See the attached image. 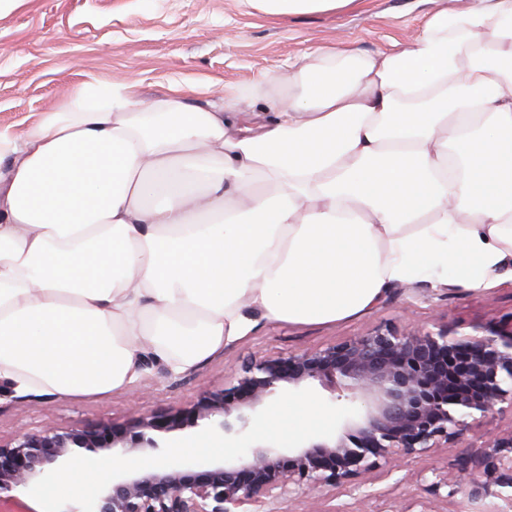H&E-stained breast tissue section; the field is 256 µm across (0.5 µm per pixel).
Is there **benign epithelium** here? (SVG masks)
Instances as JSON below:
<instances>
[{
  "label": "benign epithelium",
  "mask_w": 512,
  "mask_h": 512,
  "mask_svg": "<svg viewBox=\"0 0 512 512\" xmlns=\"http://www.w3.org/2000/svg\"><path fill=\"white\" fill-rule=\"evenodd\" d=\"M312 381L359 409L334 436L295 449L257 444L238 460L202 469L156 467L121 476L99 495L94 512H275L278 500L326 487L356 499L361 512H450L460 492L488 512L512 502V428L488 434L481 453L455 459L425 495L370 491L402 459L446 448L490 415L512 411V325L491 324L467 331L378 328L312 350L250 358L191 408L143 416L129 427L23 432L0 444V493L18 500L76 454H157L163 435L184 426L241 434L268 402Z\"/></svg>",
  "instance_id": "benign-epithelium-1"
}]
</instances>
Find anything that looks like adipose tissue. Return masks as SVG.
<instances>
[{
  "instance_id": "obj_1",
  "label": "adipose tissue",
  "mask_w": 512,
  "mask_h": 512,
  "mask_svg": "<svg viewBox=\"0 0 512 512\" xmlns=\"http://www.w3.org/2000/svg\"><path fill=\"white\" fill-rule=\"evenodd\" d=\"M511 259L512 0L435 13L389 51L316 49L205 108L91 78L0 129V381L18 395H105L147 353L183 374L259 320L355 319L413 279L487 289Z\"/></svg>"
}]
</instances>
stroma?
I'll return each mask as SVG.
<instances>
[{"label": "stroma", "mask_w": 512, "mask_h": 512, "mask_svg": "<svg viewBox=\"0 0 512 512\" xmlns=\"http://www.w3.org/2000/svg\"><path fill=\"white\" fill-rule=\"evenodd\" d=\"M471 0H363L352 10L270 18L247 13L240 0H12L0 9V127L19 133L55 109L64 86L88 76L136 81L151 98L178 85L196 104L219 101L228 87L245 88L287 69L300 55L348 45L372 53L407 43L438 11L466 9ZM431 326L512 324V275L472 291L455 283L435 289L423 280L389 288L366 315L327 325L260 322L235 345L192 371L170 376L162 360L133 389L102 396H12L0 391V441L42 427L119 425L135 413L191 407L223 388L247 358L277 357L330 344L376 328L404 329L406 318ZM512 427V414L486 418L463 439L376 481L374 490L403 497L418 492L419 474L446 471L458 456L478 453L481 436Z\"/></svg>", "instance_id": "obj_1"}]
</instances>
